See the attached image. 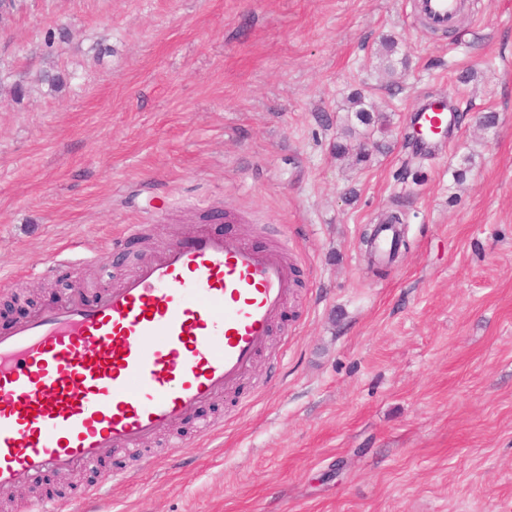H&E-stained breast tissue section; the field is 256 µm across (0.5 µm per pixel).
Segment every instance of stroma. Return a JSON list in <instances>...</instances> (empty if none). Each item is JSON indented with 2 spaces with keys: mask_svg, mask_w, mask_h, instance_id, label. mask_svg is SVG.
I'll return each mask as SVG.
<instances>
[{
  "mask_svg": "<svg viewBox=\"0 0 512 512\" xmlns=\"http://www.w3.org/2000/svg\"><path fill=\"white\" fill-rule=\"evenodd\" d=\"M387 36L407 61L395 87L375 69ZM355 92L390 126L352 167L332 145ZM436 96L458 122L423 159L403 135ZM394 209L397 255L367 261ZM201 227L287 239L292 296L269 349L173 425L185 447L152 439L150 465L105 450L1 489L0 512L45 498L85 512L108 470L125 479L97 512H512V0H471L441 36L410 0H15L0 21V284L34 304L10 321L75 284L112 287L138 252Z\"/></svg>",
  "mask_w": 512,
  "mask_h": 512,
  "instance_id": "35a3bbf8",
  "label": "stroma"
}]
</instances>
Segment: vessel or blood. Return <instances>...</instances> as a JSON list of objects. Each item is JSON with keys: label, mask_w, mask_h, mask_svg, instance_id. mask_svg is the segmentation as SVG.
Returning <instances> with one entry per match:
<instances>
[{"label": "vessel or blood", "mask_w": 512, "mask_h": 512, "mask_svg": "<svg viewBox=\"0 0 512 512\" xmlns=\"http://www.w3.org/2000/svg\"><path fill=\"white\" fill-rule=\"evenodd\" d=\"M426 30L446 32L467 0H413ZM453 121L447 98L412 111L426 144ZM401 228L370 248L388 261ZM288 245L256 248L200 229L94 300L63 302L0 333V489L135 450L239 384L268 348L288 298Z\"/></svg>", "instance_id": "vessel-or-blood-1"}]
</instances>
